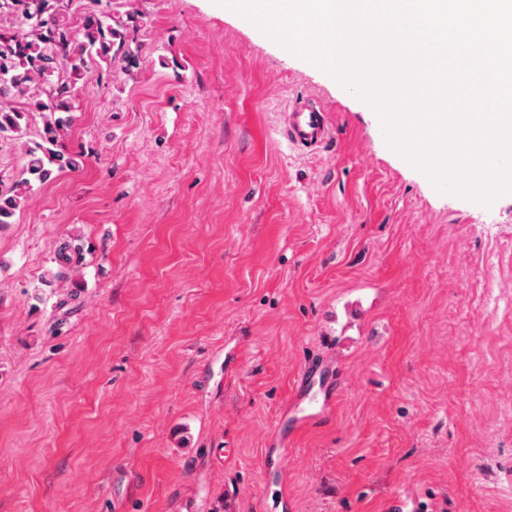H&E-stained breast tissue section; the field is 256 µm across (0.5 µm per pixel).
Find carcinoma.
Wrapping results in <instances>:
<instances>
[{"label":"carcinoma","mask_w":512,"mask_h":512,"mask_svg":"<svg viewBox=\"0 0 512 512\" xmlns=\"http://www.w3.org/2000/svg\"><path fill=\"white\" fill-rule=\"evenodd\" d=\"M72 2L0 0V139H22L32 112L43 122L42 143L26 150L27 178L0 192V224L11 223L34 184L47 183L55 170L80 167L81 158L67 153L64 145L74 121V85L52 76L64 70L81 77L111 67L118 55L129 68L140 62L141 49L128 36L129 28L142 20L139 10L126 12L124 20L90 15L78 38L66 21ZM17 96L28 101V109L14 106Z\"/></svg>","instance_id":"carcinoma-1"}]
</instances>
